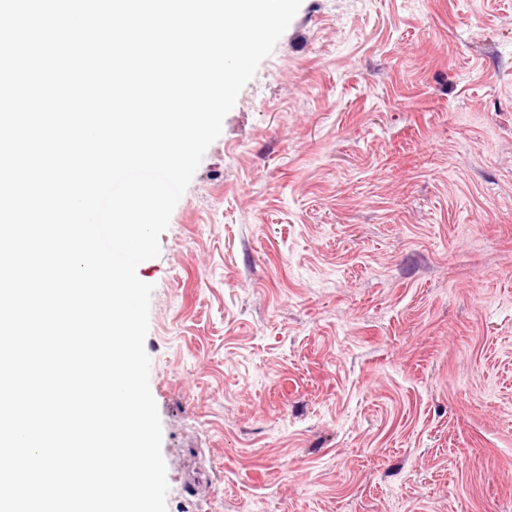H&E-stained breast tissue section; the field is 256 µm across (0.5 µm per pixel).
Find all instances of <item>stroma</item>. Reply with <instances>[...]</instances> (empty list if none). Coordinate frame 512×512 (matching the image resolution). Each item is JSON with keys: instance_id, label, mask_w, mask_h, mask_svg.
Returning a JSON list of instances; mask_svg holds the SVG:
<instances>
[{"instance_id": "35a3bbf8", "label": "stroma", "mask_w": 512, "mask_h": 512, "mask_svg": "<svg viewBox=\"0 0 512 512\" xmlns=\"http://www.w3.org/2000/svg\"><path fill=\"white\" fill-rule=\"evenodd\" d=\"M160 248L167 512H512V0H302Z\"/></svg>"}]
</instances>
